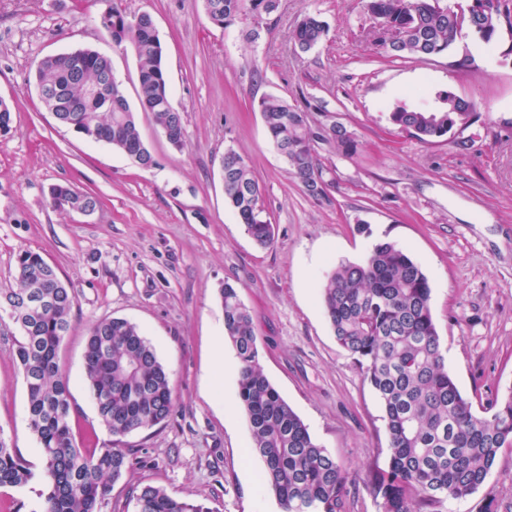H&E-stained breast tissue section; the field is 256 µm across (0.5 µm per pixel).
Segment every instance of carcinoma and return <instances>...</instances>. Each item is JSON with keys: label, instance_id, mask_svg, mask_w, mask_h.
Listing matches in <instances>:
<instances>
[{"label": "carcinoma", "instance_id": "cac0c4a2", "mask_svg": "<svg viewBox=\"0 0 512 512\" xmlns=\"http://www.w3.org/2000/svg\"><path fill=\"white\" fill-rule=\"evenodd\" d=\"M278 0H203L205 12L220 5V26L247 22L245 38H261L263 20ZM364 9L397 38L383 43L395 57L425 59L447 52L462 33L454 15L463 6L440 0H363ZM468 31L489 44L502 22L512 26V0H476ZM119 46H129L138 64V109L124 102L123 111L86 98V87L104 81L111 61L89 48L82 78L72 80L62 56L42 58L36 67L38 91H58L83 105L76 113L81 132L105 142L126 157L138 156L143 167L154 159L144 143L136 112H149L164 129L175 131L171 145L184 146V121L170 100L164 52L153 19L143 14L134 24L118 5L97 18ZM328 23L305 13L292 31L294 50L306 53L327 36ZM437 106L411 110L397 105L390 122L397 129L433 143L454 127L475 119L469 103L451 90L436 93ZM274 147L288 163L291 177L308 195L319 198L325 188L315 144L326 141L351 154L357 144L344 126L315 131L307 114L278 96L258 103ZM262 188L250 165L236 151L224 152V201L236 213L253 241L267 247L273 224L263 216ZM48 205L54 210L94 209L96 196L57 185ZM326 318L336 342L354 360L364 381L375 391L389 439L386 467L371 471L369 486L381 500L382 512H436L445 499L476 493L494 467L500 451L512 448V387L481 409L464 397L440 348L431 310V287L422 268L390 241L374 243L359 262H342L318 284ZM31 292L45 299L29 306ZM224 339L238 359V396L252 440L263 464L261 481L282 512H341L349 494L346 472L311 435L264 373L250 310L237 287L220 289ZM21 332L16 361L25 381L29 426L40 454L43 490L41 512H101L113 484L133 467L130 434L165 422L173 405L167 366L138 326L127 319L95 321L85 345V382L98 414L113 440L100 448H80L71 424L69 381L60 369L58 350L71 327L76 306L74 289L37 252L23 251L18 260L17 287L0 292V307ZM31 465L0 437V488L28 484ZM136 512H214L205 499L173 497L160 486L132 490Z\"/></svg>", "mask_w": 512, "mask_h": 512}]
</instances>
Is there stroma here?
Instances as JSON below:
<instances>
[{
  "label": "stroma",
  "instance_id": "stroma-1",
  "mask_svg": "<svg viewBox=\"0 0 512 512\" xmlns=\"http://www.w3.org/2000/svg\"><path fill=\"white\" fill-rule=\"evenodd\" d=\"M115 0H0V99L13 109L0 136V290L15 287L19 254L40 252L76 292L59 349L70 381L77 443L111 436L84 382L88 329L105 317L135 323L172 376L169 419L129 435L137 465L115 483L102 512H134L133 486L156 484L178 498H206L215 512H280L262 485V462L239 407L238 362L225 347L219 290L232 283L250 309L260 362L312 436L349 475L344 512H381L368 486L385 467L388 437L379 400L336 342L317 284L333 265L362 261L372 243L393 241L431 286L441 349L461 393L483 402L512 386V34L491 44L470 34L425 60L387 56L361 0H281L257 43L242 23L213 26L202 0H116L149 13L164 47L171 103L185 146L172 148L140 113L154 164L142 168L111 147L59 124L34 81L46 56L90 48L110 58L130 105L138 65L97 23ZM329 25L314 49L288 39L303 13ZM452 90L477 120L424 143L393 127L398 104L433 106ZM267 95L305 111L312 128L352 132L346 155L320 142L325 197H309L288 173L257 108ZM235 150L263 187L272 246L254 244L224 202L221 163ZM95 195L91 215L53 210L50 187ZM20 333L0 317V436L39 464L28 425ZM512 512V448L501 451L473 495L439 512Z\"/></svg>",
  "mask_w": 512,
  "mask_h": 512
}]
</instances>
